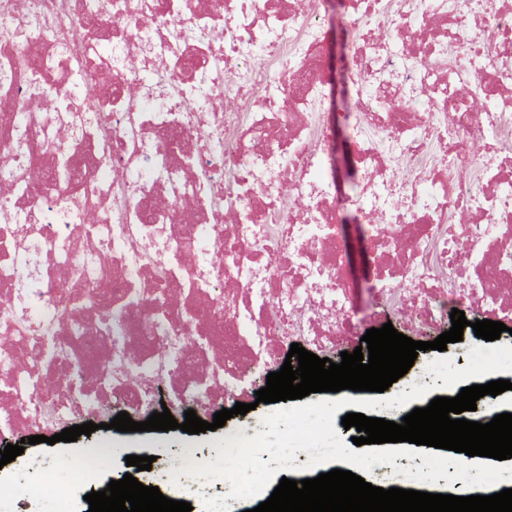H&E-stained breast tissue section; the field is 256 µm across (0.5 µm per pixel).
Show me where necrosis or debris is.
<instances>
[{
  "label": "necrosis or debris",
  "instance_id": "obj_1",
  "mask_svg": "<svg viewBox=\"0 0 512 512\" xmlns=\"http://www.w3.org/2000/svg\"><path fill=\"white\" fill-rule=\"evenodd\" d=\"M347 3L370 296L421 339L463 303L511 313L512 0ZM326 25L317 0H0V441L79 401L147 417L163 393L177 418L286 344L356 336ZM110 461L53 458L32 488L67 501Z\"/></svg>",
  "mask_w": 512,
  "mask_h": 512
}]
</instances>
